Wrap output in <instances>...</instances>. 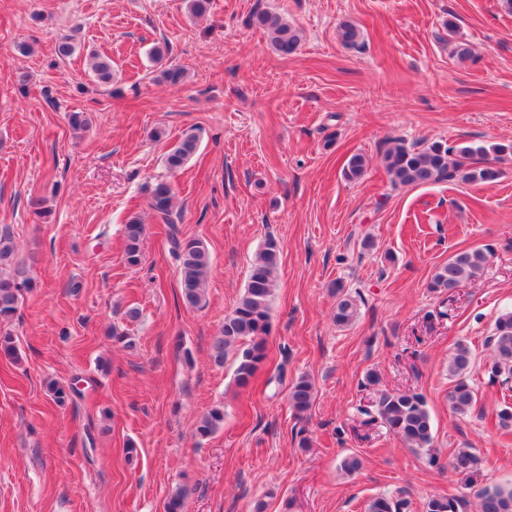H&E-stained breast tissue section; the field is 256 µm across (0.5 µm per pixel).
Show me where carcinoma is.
<instances>
[{
    "label": "carcinoma",
    "instance_id": "1",
    "mask_svg": "<svg viewBox=\"0 0 512 512\" xmlns=\"http://www.w3.org/2000/svg\"><path fill=\"white\" fill-rule=\"evenodd\" d=\"M252 25L270 34L274 49L285 56L293 54L299 45L295 28L279 15L258 11L250 19ZM90 66L103 84L112 83V58L99 53L90 54ZM198 136L190 130L166 155V166L172 172L181 170L196 153ZM512 146L496 144L488 148L474 144L448 145L435 140L427 145H406L396 140L385 153L384 161L391 182L404 186H420L442 180L458 179L464 183H487L497 180L501 171L492 164L489 155L499 160L511 154ZM172 187L158 182L151 191L150 207L168 225V241L179 261V275L184 302L195 308L206 303V285L212 260L203 243L194 238L180 237L179 229L171 220ZM145 225L132 217L124 225L125 261L136 266L141 260V244ZM281 253L280 243L269 237L254 259L243 295L231 312L224 317V325L213 337L210 358L214 365L224 366L228 356H234L236 383L245 386L254 377L266 359L265 337L271 326V300ZM488 261L482 249L459 251L448 258L431 279L429 288L435 292L452 291L471 280L484 269ZM32 288L28 269L15 260L11 235L0 232V321L13 317L24 292ZM336 299L333 320L338 326H349L358 317V305L341 292ZM492 349L487 367L490 380L506 385L512 381V313L502 315L492 336ZM472 355L469 347L458 344L448 363V375L453 384L448 391V402L458 414L471 411L477 402L470 381ZM47 389L59 404L70 400L73 388L50 381ZM290 407L299 415L309 411L315 401V385L302 375L288 387ZM375 412L387 429L409 448L430 447L433 426L424 396L416 392H384L375 404ZM224 426V407L215 406L202 416L197 433L202 438L214 435ZM479 457L470 448H461L454 456L453 467L459 474L471 476L476 472ZM191 494L187 486L173 490L163 503V512H185ZM478 512H512V487L482 486L475 491ZM367 512H401V503L386 496L373 498ZM426 512H463V500L454 496L435 495L426 504Z\"/></svg>",
    "mask_w": 512,
    "mask_h": 512
}]
</instances>
